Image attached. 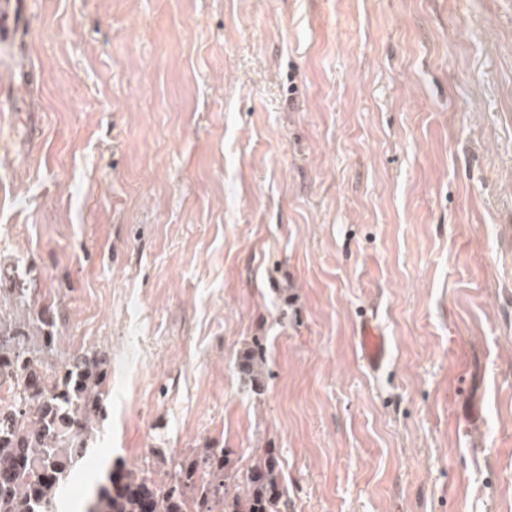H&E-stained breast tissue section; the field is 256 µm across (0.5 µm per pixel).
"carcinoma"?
<instances>
[{
  "label": "carcinoma",
  "instance_id": "cac0c4a2",
  "mask_svg": "<svg viewBox=\"0 0 512 512\" xmlns=\"http://www.w3.org/2000/svg\"><path fill=\"white\" fill-rule=\"evenodd\" d=\"M29 291L23 281L0 284V387L11 393L0 402V512H57V491L86 453L106 388L97 353L56 360L53 312L33 310ZM263 365L256 348L242 350L239 366L249 379ZM150 454L169 466L165 478L113 466L87 512H288L280 463L268 448L245 472L225 448Z\"/></svg>",
  "mask_w": 512,
  "mask_h": 512
}]
</instances>
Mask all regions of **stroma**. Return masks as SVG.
<instances>
[{
	"label": "stroma",
	"instance_id": "stroma-1",
	"mask_svg": "<svg viewBox=\"0 0 512 512\" xmlns=\"http://www.w3.org/2000/svg\"><path fill=\"white\" fill-rule=\"evenodd\" d=\"M27 17L0 47V270L52 306L58 359L107 370L63 501L152 448H270L288 512H512V0ZM377 318L365 315L360 325V345L367 365L376 369L385 355V339L377 327Z\"/></svg>",
	"mask_w": 512,
	"mask_h": 512
}]
</instances>
